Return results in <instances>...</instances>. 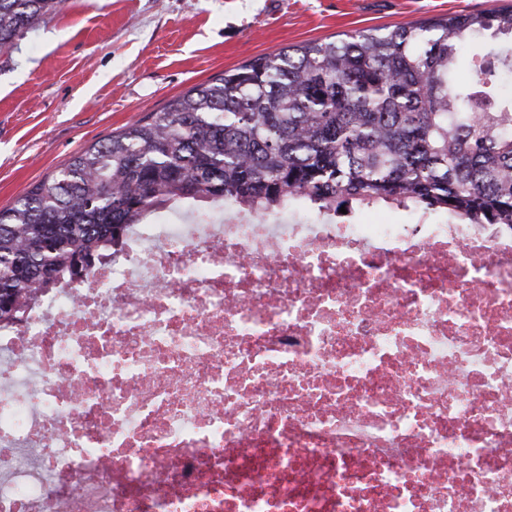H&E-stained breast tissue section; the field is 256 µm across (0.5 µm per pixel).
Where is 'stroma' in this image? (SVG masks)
Returning a JSON list of instances; mask_svg holds the SVG:
<instances>
[{
    "mask_svg": "<svg viewBox=\"0 0 512 512\" xmlns=\"http://www.w3.org/2000/svg\"><path fill=\"white\" fill-rule=\"evenodd\" d=\"M512 0H67L0 50V209L88 145L251 58Z\"/></svg>",
    "mask_w": 512,
    "mask_h": 512,
    "instance_id": "35a3bbf8",
    "label": "stroma"
}]
</instances>
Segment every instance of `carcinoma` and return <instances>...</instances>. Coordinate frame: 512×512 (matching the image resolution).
<instances>
[{"label":"carcinoma","instance_id":"1","mask_svg":"<svg viewBox=\"0 0 512 512\" xmlns=\"http://www.w3.org/2000/svg\"><path fill=\"white\" fill-rule=\"evenodd\" d=\"M64 0H0V49ZM512 38V8L307 41L197 84L0 209V324L38 294L121 257L157 209L294 197L328 213L387 208L512 226V47L458 80L476 40Z\"/></svg>","mask_w":512,"mask_h":512}]
</instances>
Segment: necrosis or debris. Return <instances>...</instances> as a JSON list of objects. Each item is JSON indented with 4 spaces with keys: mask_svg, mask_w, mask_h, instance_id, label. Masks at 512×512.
Instances as JSON below:
<instances>
[{
    "mask_svg": "<svg viewBox=\"0 0 512 512\" xmlns=\"http://www.w3.org/2000/svg\"><path fill=\"white\" fill-rule=\"evenodd\" d=\"M0 512H512V227L150 214L0 326Z\"/></svg>",
    "mask_w": 512,
    "mask_h": 512,
    "instance_id": "4bbe7bcc",
    "label": "necrosis or debris"
}]
</instances>
